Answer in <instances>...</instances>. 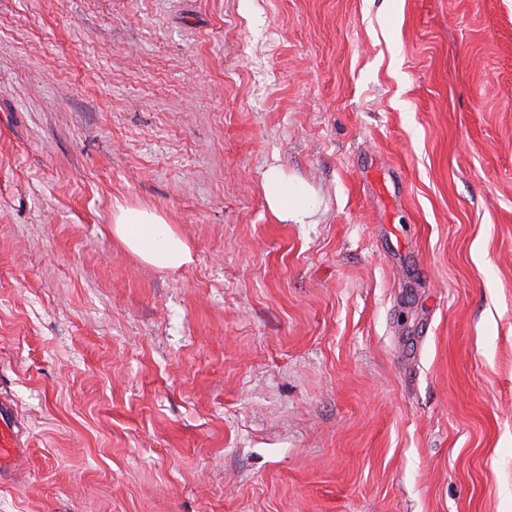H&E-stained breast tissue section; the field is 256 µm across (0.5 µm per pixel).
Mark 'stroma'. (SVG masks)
<instances>
[{
    "label": "stroma",
    "instance_id": "35a3bbf8",
    "mask_svg": "<svg viewBox=\"0 0 512 512\" xmlns=\"http://www.w3.org/2000/svg\"><path fill=\"white\" fill-rule=\"evenodd\" d=\"M1 398L0 512H512V0H0ZM269 181L276 186L269 198L270 206L276 211L291 212L297 217L307 214L308 204L304 193L281 180L276 171L269 174ZM112 233L145 262L162 271L178 272L194 260L187 241L154 211L119 208ZM22 431L16 421L12 406L5 400L0 402V477L11 462L22 452Z\"/></svg>",
    "mask_w": 512,
    "mask_h": 512
}]
</instances>
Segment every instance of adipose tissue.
<instances>
[{
  "mask_svg": "<svg viewBox=\"0 0 512 512\" xmlns=\"http://www.w3.org/2000/svg\"><path fill=\"white\" fill-rule=\"evenodd\" d=\"M112 233L132 252L160 270L177 272L193 261L187 241L156 212L119 209Z\"/></svg>",
  "mask_w": 512,
  "mask_h": 512,
  "instance_id": "obj_1",
  "label": "adipose tissue"
}]
</instances>
